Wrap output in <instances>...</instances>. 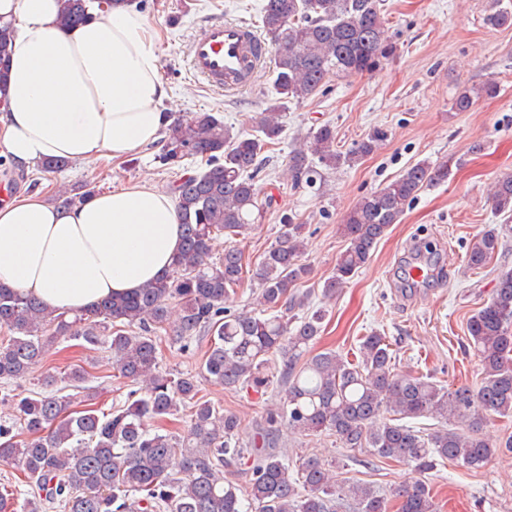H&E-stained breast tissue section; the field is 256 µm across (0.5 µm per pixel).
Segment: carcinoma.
<instances>
[{
  "label": "carcinoma",
  "instance_id": "1",
  "mask_svg": "<svg viewBox=\"0 0 512 512\" xmlns=\"http://www.w3.org/2000/svg\"><path fill=\"white\" fill-rule=\"evenodd\" d=\"M382 0H264L260 28L275 53L274 102L261 112L258 134L242 135L214 112L175 118L163 130L158 159L171 169L187 157L204 168L174 180L180 246L171 271L127 295L105 298L69 314L0 285V387L25 378L60 339L82 340L112 355V368L132 382L125 402L108 413L72 408L74 396L54 393L11 399L12 417L0 420V462L15 463L36 494L18 504L17 490L0 489V512H42L59 503L64 512H438L426 483H414L382 496L367 485L341 483L333 464L277 451L282 424L304 435L328 433L343 447L366 448L376 458L413 463L431 470L440 459L471 469L486 465L499 451L480 431L495 418L512 416V271L499 276L490 298L469 318V341L480 362L475 388H447L427 376L396 369L387 337H364L360 361L333 350L306 360L303 354L321 334L325 310L302 317L296 311L308 296L294 288L310 273L303 261L304 225L282 217L274 246L258 262L245 258L232 240L257 223L263 203L255 176L259 157L281 141L282 105L317 94L333 75L371 72L396 47L385 42ZM90 0H62L57 23L70 28L88 18ZM493 27L512 26V10L485 18ZM11 35L0 28V84H7ZM497 90V82L461 92L452 104L467 112L475 101ZM380 133L360 139L353 149H336V134L323 125L289 154L288 173L309 186L314 164L336 169L372 155ZM462 160L418 162L361 199L344 216L347 247L324 281L326 301L370 260L378 242L399 223L405 206L420 191L444 183ZM68 167L61 158L42 160L37 169L53 175ZM495 212L505 215L474 237L466 265L480 269L498 254L512 233V172L490 189ZM224 253L213 258L215 243ZM248 281L258 283L259 312H232L224 300ZM187 349L200 336L210 345L196 374L160 369L161 334ZM284 360L288 386L265 417L250 446L236 439L238 417L197 399L203 380L245 388L263 396L271 379L269 363ZM77 393L91 396L82 367L62 374ZM190 403V437L180 439L153 425ZM399 419L431 417L442 427L422 435ZM26 431L18 438L17 428ZM250 462L240 485L224 477V467Z\"/></svg>",
  "mask_w": 512,
  "mask_h": 512
}]
</instances>
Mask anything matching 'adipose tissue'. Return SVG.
Masks as SVG:
<instances>
[{
    "mask_svg": "<svg viewBox=\"0 0 512 512\" xmlns=\"http://www.w3.org/2000/svg\"><path fill=\"white\" fill-rule=\"evenodd\" d=\"M58 0H0L14 35L0 96V151L31 166L123 160L155 144L167 89L156 35L129 7L91 8L57 26ZM180 243L174 195L131 183L63 209L44 194L0 202V284L59 311H81L165 276Z\"/></svg>",
    "mask_w": 512,
    "mask_h": 512,
    "instance_id": "obj_1",
    "label": "adipose tissue"
}]
</instances>
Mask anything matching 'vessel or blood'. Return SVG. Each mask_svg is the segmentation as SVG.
<instances>
[{
	"mask_svg": "<svg viewBox=\"0 0 512 512\" xmlns=\"http://www.w3.org/2000/svg\"><path fill=\"white\" fill-rule=\"evenodd\" d=\"M257 41L247 25L210 22L192 43L190 70L208 85L231 91L244 88L255 70L251 48Z\"/></svg>",
	"mask_w": 512,
	"mask_h": 512,
	"instance_id": "b4317fda",
	"label": "vessel or blood"
}]
</instances>
